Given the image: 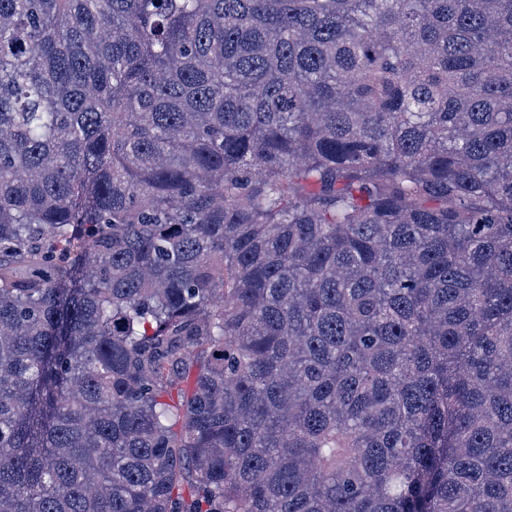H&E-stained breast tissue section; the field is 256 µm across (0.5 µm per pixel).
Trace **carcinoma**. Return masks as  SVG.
I'll return each instance as SVG.
<instances>
[{
	"label": "carcinoma",
	"mask_w": 512,
	"mask_h": 512,
	"mask_svg": "<svg viewBox=\"0 0 512 512\" xmlns=\"http://www.w3.org/2000/svg\"><path fill=\"white\" fill-rule=\"evenodd\" d=\"M0 512H512V0H0Z\"/></svg>",
	"instance_id": "1"
}]
</instances>
